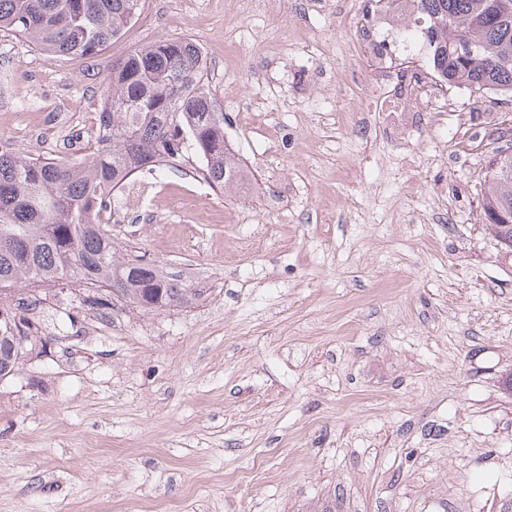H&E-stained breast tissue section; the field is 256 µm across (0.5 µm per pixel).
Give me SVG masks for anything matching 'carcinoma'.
<instances>
[{
	"mask_svg": "<svg viewBox=\"0 0 512 512\" xmlns=\"http://www.w3.org/2000/svg\"><path fill=\"white\" fill-rule=\"evenodd\" d=\"M401 16L403 41L446 82L512 95V14L500 0H383ZM140 0H0V28L44 51L92 57L117 40ZM101 92L95 143L77 162L27 161L0 152V288L75 280L145 311L189 304L195 293L157 263L119 261L103 228L112 191L143 166L152 170L191 154L223 189L244 170L224 141V113L204 83L205 62L188 40H159L119 58ZM512 157L491 173L483 223L512 243ZM18 364L0 325V375Z\"/></svg>",
	"mask_w": 512,
	"mask_h": 512,
	"instance_id": "carcinoma-1",
	"label": "carcinoma"
}]
</instances>
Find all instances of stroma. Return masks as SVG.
<instances>
[{"label": "stroma", "mask_w": 512, "mask_h": 512, "mask_svg": "<svg viewBox=\"0 0 512 512\" xmlns=\"http://www.w3.org/2000/svg\"><path fill=\"white\" fill-rule=\"evenodd\" d=\"M364 13L141 0L91 59L0 31V152L86 153L113 60L188 39L246 171L228 192L186 157L112 195L118 256L189 305L42 287L0 378V512H512V250L479 206L512 100L359 52ZM416 73L408 128L389 102Z\"/></svg>", "instance_id": "stroma-1"}]
</instances>
